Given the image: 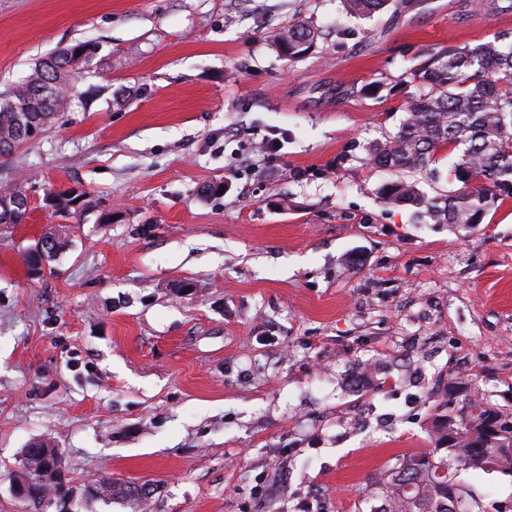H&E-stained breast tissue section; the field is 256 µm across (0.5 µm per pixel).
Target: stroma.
<instances>
[{
  "label": "stroma",
  "mask_w": 512,
  "mask_h": 512,
  "mask_svg": "<svg viewBox=\"0 0 512 512\" xmlns=\"http://www.w3.org/2000/svg\"><path fill=\"white\" fill-rule=\"evenodd\" d=\"M297 21L321 36L290 62L267 35ZM502 32L512 0H0V92L94 47L55 123L0 156L31 202L0 224V512H33L10 485L36 439L72 486L149 488L75 512H363L445 398L512 414V197L417 224L367 162L421 48ZM52 189L90 206L55 213ZM50 229L68 245L30 276ZM344 10L353 16H368L382 11L388 5L394 10L403 8L398 0H343Z\"/></svg>",
  "instance_id": "35a3bbf8"
}]
</instances>
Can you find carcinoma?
Returning <instances> with one entry per match:
<instances>
[{
  "mask_svg": "<svg viewBox=\"0 0 512 512\" xmlns=\"http://www.w3.org/2000/svg\"><path fill=\"white\" fill-rule=\"evenodd\" d=\"M353 16H368L400 0H343ZM281 55L295 61L316 45L319 30L302 21L269 32ZM90 45L68 46L31 68L24 80L0 93V142L16 146L30 141L28 128L50 126L66 98L76 91L71 59ZM406 72L407 83L418 92L406 103V117L398 130L368 147V161L388 169L396 178L377 187L387 205L413 210L425 224L473 227L483 223L495 203L512 197V36L503 33L474 46H430ZM444 149L458 151L451 168L460 187L430 195L421 182L436 186L442 179L435 166ZM45 201L67 213L78 197L50 191ZM30 202L17 186L0 189V224H22ZM65 239L47 231L25 254L29 272L42 274L64 249ZM448 411L432 422L434 448L411 452L395 466L380 472L365 488L369 512H448L457 499L459 512H487L471 480L483 473L512 477V416L483 399ZM24 470L14 477L22 490H37L26 502L37 506L45 498L59 505L72 502L75 488L59 478L63 454L47 443L22 450ZM86 492L105 502L132 496L131 487L109 477L96 480Z\"/></svg>",
  "mask_w": 512,
  "mask_h": 512,
  "instance_id": "1",
  "label": "carcinoma"
}]
</instances>
